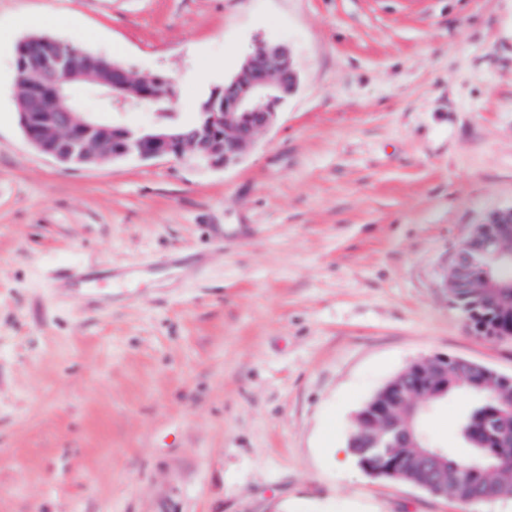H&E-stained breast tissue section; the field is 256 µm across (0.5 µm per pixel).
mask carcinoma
<instances>
[{
  "label": "carcinoma",
  "mask_w": 512,
  "mask_h": 512,
  "mask_svg": "<svg viewBox=\"0 0 512 512\" xmlns=\"http://www.w3.org/2000/svg\"><path fill=\"white\" fill-rule=\"evenodd\" d=\"M62 50L77 49L79 45L59 41L43 35H34L25 41L23 52L31 55L45 47ZM512 252V239H498L477 255L465 272L450 268L448 293L451 302L470 316L472 330L480 335L487 322L512 327V288L501 286L512 278V267L504 261V253ZM401 381L417 382L415 374L407 370L396 375L378 393L375 403L400 416L414 413L413 427L417 446L393 448L392 454L403 459V466L392 479L424 488L430 486L448 492L461 503H472L481 495L499 500L512 497V384H506L483 368L458 367L455 359H448V381L432 386V396L408 408L393 396L395 385ZM450 396L471 400L472 407L457 421V433L464 453L457 455L454 448L441 449L444 462H423L417 458L418 449L428 440L422 432L425 404L436 403ZM374 433L372 426L357 420L348 440V448L357 461L376 471L387 469L389 457L385 454L360 452V444ZM492 455L497 470L484 475L475 469L478 458Z\"/></svg>",
  "instance_id": "cac0c4a2"
}]
</instances>
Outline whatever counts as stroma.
<instances>
[{
    "instance_id": "stroma-1",
    "label": "stroma",
    "mask_w": 512,
    "mask_h": 512,
    "mask_svg": "<svg viewBox=\"0 0 512 512\" xmlns=\"http://www.w3.org/2000/svg\"><path fill=\"white\" fill-rule=\"evenodd\" d=\"M47 34L161 74L180 121L284 42L298 73L240 161L66 169L19 124ZM0 512H512L337 462L412 361L512 375L448 258L512 206V0H0ZM466 398L425 424L444 447Z\"/></svg>"
}]
</instances>
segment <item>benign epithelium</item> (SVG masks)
<instances>
[{"instance_id":"1","label":"benign epithelium","mask_w":512,"mask_h":512,"mask_svg":"<svg viewBox=\"0 0 512 512\" xmlns=\"http://www.w3.org/2000/svg\"><path fill=\"white\" fill-rule=\"evenodd\" d=\"M101 64L93 55L80 50L46 56L28 63L18 56L17 80L25 79L27 69L37 75V88L21 100L20 125L30 143L42 154L69 168H86L108 159L153 160L180 158L186 151L212 168L236 164L244 150L276 122L281 106L299 83L291 61V50L282 42L259 41L244 59L239 72L213 90V102L221 111L209 113L206 122L192 132L174 121L175 112H163L167 122L133 133L118 124L104 126L78 111L67 93L70 85L92 79L91 70ZM110 76L98 80L112 91H130L127 67L114 64ZM169 82L162 75L140 80V88L130 96H112L115 111L123 112L137 103L154 99L155 88ZM489 223L498 225V235L512 234V207L494 212ZM480 240L471 235L452 252L451 264L466 270ZM422 383L401 387V398L416 402L420 394L448 378V358L428 357L413 364Z\"/></svg>"}]
</instances>
